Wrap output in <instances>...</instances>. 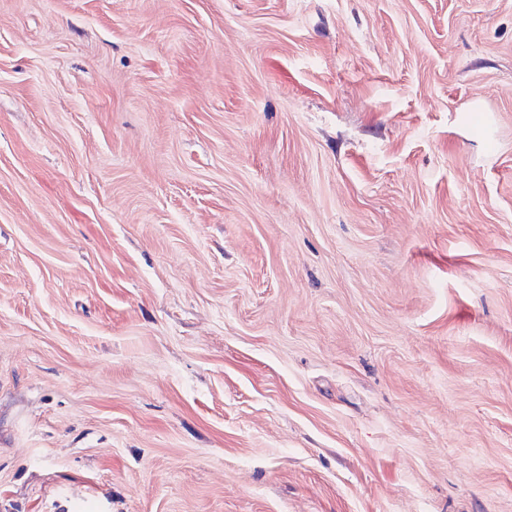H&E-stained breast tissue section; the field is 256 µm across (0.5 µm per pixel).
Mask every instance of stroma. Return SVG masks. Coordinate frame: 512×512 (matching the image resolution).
Here are the masks:
<instances>
[{"label": "stroma", "instance_id": "35a3bbf8", "mask_svg": "<svg viewBox=\"0 0 512 512\" xmlns=\"http://www.w3.org/2000/svg\"><path fill=\"white\" fill-rule=\"evenodd\" d=\"M0 512H512V0H0Z\"/></svg>", "mask_w": 512, "mask_h": 512}]
</instances>
